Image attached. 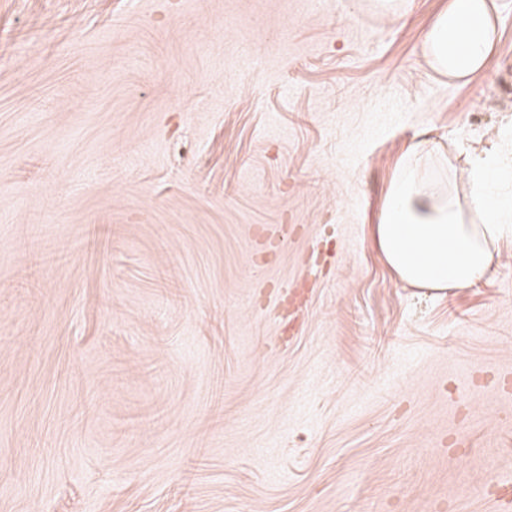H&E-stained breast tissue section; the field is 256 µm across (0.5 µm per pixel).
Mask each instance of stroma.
<instances>
[{"label": "stroma", "mask_w": 512, "mask_h": 512, "mask_svg": "<svg viewBox=\"0 0 512 512\" xmlns=\"http://www.w3.org/2000/svg\"><path fill=\"white\" fill-rule=\"evenodd\" d=\"M394 2L0 0V512H498L512 274L372 230L512 142V0L490 87Z\"/></svg>", "instance_id": "stroma-1"}]
</instances>
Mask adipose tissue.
Segmentation results:
<instances>
[{"mask_svg":"<svg viewBox=\"0 0 512 512\" xmlns=\"http://www.w3.org/2000/svg\"><path fill=\"white\" fill-rule=\"evenodd\" d=\"M488 0H449L432 23L425 50L433 68L462 80L488 68L495 44ZM429 141L407 148L384 196L374 241L404 284L430 291L472 287L495 275L498 235L512 223V203L499 200L501 173L491 156L475 157L464 198L428 185Z\"/></svg>","mask_w":512,"mask_h":512,"instance_id":"obj_1","label":"adipose tissue"}]
</instances>
